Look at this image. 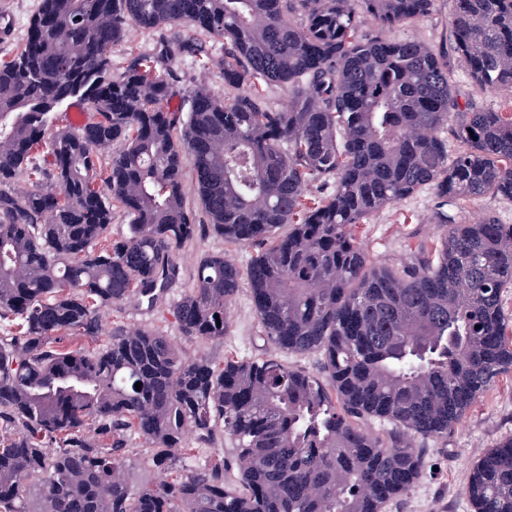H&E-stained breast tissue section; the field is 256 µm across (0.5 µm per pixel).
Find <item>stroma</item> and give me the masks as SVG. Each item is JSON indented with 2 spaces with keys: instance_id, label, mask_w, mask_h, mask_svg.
<instances>
[{
  "instance_id": "1",
  "label": "stroma",
  "mask_w": 512,
  "mask_h": 512,
  "mask_svg": "<svg viewBox=\"0 0 512 512\" xmlns=\"http://www.w3.org/2000/svg\"><path fill=\"white\" fill-rule=\"evenodd\" d=\"M40 4L41 0H0V27L6 25L11 29L9 37H0V62L12 59L21 48L29 22ZM451 8V0H435L429 18L414 25L393 28L389 36L393 39H417L429 44L442 43L448 37ZM175 39L202 43L209 57V66L204 71L191 58L175 60L174 65L180 73L179 91L203 84L215 96H223L224 45L191 27L177 26L160 31L129 25L124 41L114 45L110 52L113 77L124 75L133 55L158 54L164 45ZM435 202L433 190L426 187L357 225L356 236L371 263L397 268L408 262L419 246H433L444 232L443 227L432 220ZM448 212L460 224L471 223L486 213L496 216L500 223L512 224V201L497 197L486 196L462 206L452 203ZM258 252L257 245H232L212 232H203L176 252L179 273L164 294L166 308L156 310L133 302L126 303L105 310L101 317L102 325L108 331L118 325L156 329L189 356H205L217 362L228 355L241 358L274 356L306 371L319 373L318 356L291 355L264 340L250 296L245 291L228 310L229 334L224 340H189L182 336L170 305L191 287L200 259L208 254L223 253L244 267ZM511 435L512 374L504 376L487 390L447 439L428 443L425 478L389 512H472L464 489L474 463L486 449Z\"/></svg>"
}]
</instances>
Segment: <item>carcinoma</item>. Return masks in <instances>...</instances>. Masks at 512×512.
<instances>
[{"label": "carcinoma", "instance_id": "cac0c4a2", "mask_svg": "<svg viewBox=\"0 0 512 512\" xmlns=\"http://www.w3.org/2000/svg\"><path fill=\"white\" fill-rule=\"evenodd\" d=\"M452 3L448 41L432 45L386 31L434 0H42L0 63V512H386L422 480L408 437L447 438L512 373V224L446 210L512 200V101L462 111L449 84L459 65L482 89H512V0ZM131 23L224 42L233 96L195 89L167 106L172 59L208 65L189 40L112 78ZM71 99L94 118L51 129ZM187 167L207 224L184 203ZM424 187L449 226L435 255L372 266L356 225ZM114 202L128 217L115 241ZM206 229L263 249L244 269L199 261L173 305L181 334L224 338L245 284L265 339L318 354L322 374L183 356L152 328L98 343L101 310L164 305L175 251ZM188 433L197 448L220 433L235 455L189 468ZM134 437L158 479L128 472ZM465 495L473 512H512V436L478 458Z\"/></svg>", "mask_w": 512, "mask_h": 512}]
</instances>
